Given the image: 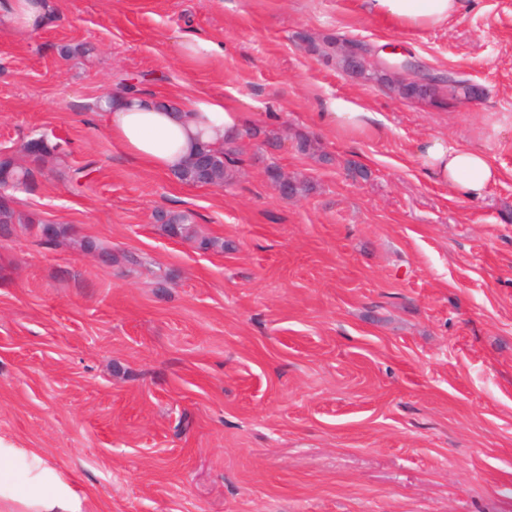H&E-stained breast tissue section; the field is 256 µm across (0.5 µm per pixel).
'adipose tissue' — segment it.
Wrapping results in <instances>:
<instances>
[{"label": "adipose tissue", "mask_w": 512, "mask_h": 512, "mask_svg": "<svg viewBox=\"0 0 512 512\" xmlns=\"http://www.w3.org/2000/svg\"><path fill=\"white\" fill-rule=\"evenodd\" d=\"M366 12L411 30L447 26L462 0H362ZM51 0H0V29L33 35L48 21ZM103 117L114 141L134 159L172 172L202 145L222 148L241 136L246 120L230 99L197 94L178 105L160 106L155 98L117 95L104 105ZM321 118L348 133L377 131L373 113L333 101ZM421 165L436 182L463 197L485 196L500 171L483 150L453 146L439 136L418 149ZM81 483L60 475L35 451L0 443V512H87Z\"/></svg>", "instance_id": "ef3b65f1"}]
</instances>
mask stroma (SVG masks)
<instances>
[{
	"instance_id": "1",
	"label": "stroma",
	"mask_w": 512,
	"mask_h": 512,
	"mask_svg": "<svg viewBox=\"0 0 512 512\" xmlns=\"http://www.w3.org/2000/svg\"><path fill=\"white\" fill-rule=\"evenodd\" d=\"M189 37L224 53L189 64ZM329 37L482 95L405 100L312 52ZM129 86L224 95L263 134L223 185L184 183L113 141L100 104ZM338 99L382 134L322 123ZM40 135L63 155L9 195L71 234L0 237V443L93 512H512V0L416 31L360 0H54L42 32L0 30V155ZM435 135L488 153L484 198L424 172ZM164 231L172 237H189L193 233L194 218L190 212H164L156 215Z\"/></svg>"
}]
</instances>
